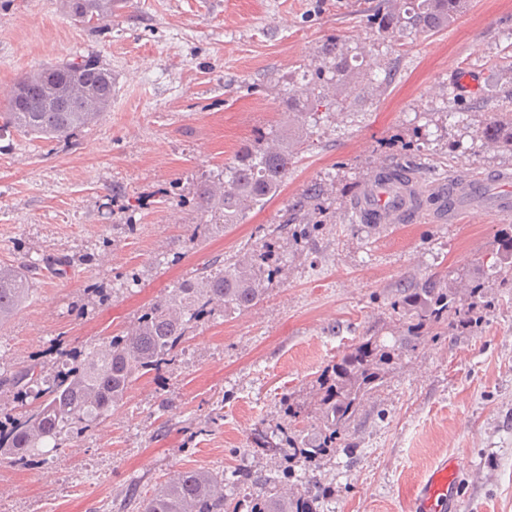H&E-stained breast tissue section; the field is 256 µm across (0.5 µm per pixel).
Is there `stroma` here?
I'll list each match as a JSON object with an SVG mask.
<instances>
[{
  "instance_id": "1",
  "label": "stroma",
  "mask_w": 512,
  "mask_h": 512,
  "mask_svg": "<svg viewBox=\"0 0 512 512\" xmlns=\"http://www.w3.org/2000/svg\"><path fill=\"white\" fill-rule=\"evenodd\" d=\"M378 0H126L91 28L61 0H0V88L48 63L91 58L115 73L112 107L67 140L0 134V264L34 269L28 300L0 326L5 381L50 368L66 349L120 333L175 283L259 241L320 186L322 228L277 237L281 272L248 310L196 323L174 364L145 375L82 442L41 469L0 468V512H121L177 470L220 469L244 502L284 464L250 444L256 425L291 426L282 394L310 402L318 376L362 337L389 336L400 285L483 276L478 331L421 343L365 400L344 441L295 461L317 512H409L440 455L464 467L459 512H512V269L494 241L504 217L445 221L449 177L512 171L483 122L512 111V0H467L454 22L394 41L370 17ZM331 41L354 48L355 93L314 103L311 135L279 194L223 227L201 206L240 145L280 129L288 91L317 80ZM411 160L422 206L400 224L356 220L351 201L380 167Z\"/></svg>"
}]
</instances>
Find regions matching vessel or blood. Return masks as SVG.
<instances>
[{"label": "vessel or blood", "mask_w": 512, "mask_h": 512, "mask_svg": "<svg viewBox=\"0 0 512 512\" xmlns=\"http://www.w3.org/2000/svg\"><path fill=\"white\" fill-rule=\"evenodd\" d=\"M442 209L449 221L478 208L499 216L512 214V173L499 172L484 178H451L440 192ZM421 195L416 184L394 178L389 170L361 191L353 210L367 224H398L416 211ZM461 467L456 456H440L419 482L412 512H458Z\"/></svg>", "instance_id": "obj_1"}]
</instances>
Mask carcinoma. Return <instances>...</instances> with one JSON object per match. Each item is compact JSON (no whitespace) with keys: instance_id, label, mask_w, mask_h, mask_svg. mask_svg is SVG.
<instances>
[{"instance_id":"obj_1","label":"carcinoma","mask_w":512,"mask_h":512,"mask_svg":"<svg viewBox=\"0 0 512 512\" xmlns=\"http://www.w3.org/2000/svg\"><path fill=\"white\" fill-rule=\"evenodd\" d=\"M123 0H63L67 15L87 26L112 17ZM463 0H382L375 19L388 34H428L448 27ZM335 84H351L348 53L336 42L322 49ZM112 70L92 61L67 60L43 65L22 77L0 105V132L13 129L34 139L61 140L95 125L112 107ZM320 100L315 89L294 90L285 98L288 124L277 135H260L243 144L224 178L202 189L201 205L228 227L278 195L295 151L304 142L305 111ZM480 135L494 149L512 153V113L484 123ZM500 262L512 264V230L497 238ZM281 272L275 243L266 239L240 255L226 258L218 269L179 282L124 331L73 356H61L49 374L29 366L12 378L20 410L0 419V467H26L46 460V447L67 446L86 437L112 409L124 403L135 380L171 364L192 332L193 323L218 310L228 315L259 304L264 281ZM32 271L0 265V325L10 320L29 297ZM485 285L479 280L461 291L435 277L398 289L392 303L401 330L391 345L379 336H364L349 346L316 381V432L291 428L277 436L263 426L250 434L251 444L266 451L288 449L286 460L309 461L326 456L342 440L362 401L376 392L403 356L418 344L445 331L477 330ZM294 423L305 418V406L283 397ZM322 493L314 483L306 493L275 488L248 502L246 512H316ZM224 494V472L179 470L145 500L142 512H239Z\"/></svg>"}]
</instances>
